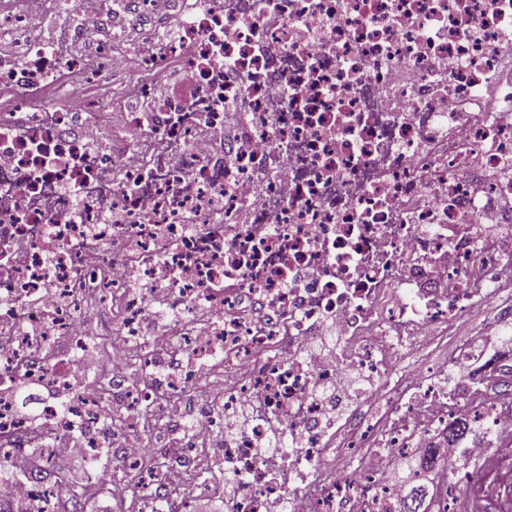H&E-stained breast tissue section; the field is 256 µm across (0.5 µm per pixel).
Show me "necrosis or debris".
<instances>
[{"mask_svg":"<svg viewBox=\"0 0 512 512\" xmlns=\"http://www.w3.org/2000/svg\"><path fill=\"white\" fill-rule=\"evenodd\" d=\"M111 4L0 0V446L118 454L148 503L200 490L224 512H399L392 469L458 423L435 512L457 485L511 479L512 361L470 370L463 341L425 352L512 286V84L483 99L512 61V0ZM170 68L188 93H164ZM247 300L266 324L241 317ZM91 302L119 304L143 389L86 367ZM159 305L183 317L181 363ZM10 380L62 401L29 420ZM158 406L169 455L149 472L150 444L128 438ZM190 417L223 478L194 482ZM274 426L287 452H265ZM19 483L35 512L75 498L37 468Z\"/></svg>","mask_w":512,"mask_h":512,"instance_id":"4bbe7bcc","label":"necrosis or debris"}]
</instances>
